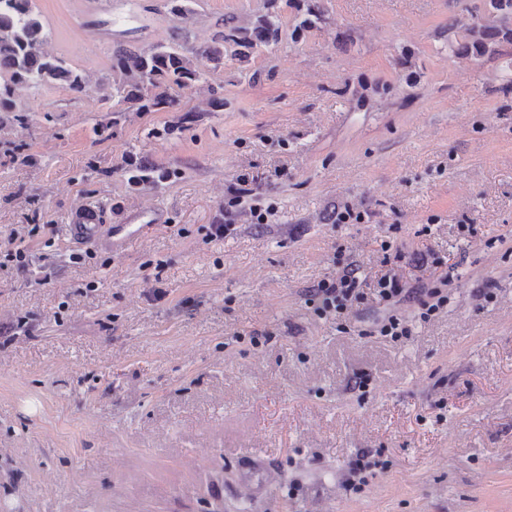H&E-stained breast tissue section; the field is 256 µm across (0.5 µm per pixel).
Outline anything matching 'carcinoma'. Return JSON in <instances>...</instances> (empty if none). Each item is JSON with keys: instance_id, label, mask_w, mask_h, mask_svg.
Masks as SVG:
<instances>
[{"instance_id": "cac0c4a2", "label": "carcinoma", "mask_w": 512, "mask_h": 512, "mask_svg": "<svg viewBox=\"0 0 512 512\" xmlns=\"http://www.w3.org/2000/svg\"><path fill=\"white\" fill-rule=\"evenodd\" d=\"M493 21L470 28L471 40L453 46L457 54L481 56L490 45L512 43V0H487ZM48 33L34 13L31 0H0V128L24 129L27 107L18 89L38 90L61 86L74 95L86 92V79L65 59L42 49ZM279 39V28L267 17L224 33L219 24L211 40L191 41L189 33L174 30L165 42L147 46L117 44L112 47V76L100 91L112 101L114 112H160L206 82L224 67V44L245 61L253 50ZM128 184L149 186L173 176L148 159L133 153L121 165Z\"/></svg>"}]
</instances>
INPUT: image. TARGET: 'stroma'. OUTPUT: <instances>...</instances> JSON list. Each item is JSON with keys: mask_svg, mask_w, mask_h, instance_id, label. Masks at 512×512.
Returning a JSON list of instances; mask_svg holds the SVG:
<instances>
[{"mask_svg": "<svg viewBox=\"0 0 512 512\" xmlns=\"http://www.w3.org/2000/svg\"><path fill=\"white\" fill-rule=\"evenodd\" d=\"M32 2L45 52L88 90H21L29 163L0 130V248L43 225L30 271L0 270V322L29 328L0 339V512H512V45L449 48L486 0H316L304 29L300 0H195L179 19L166 0ZM261 15L278 42L225 54L182 100L184 130L180 111L116 114L97 90L114 43L175 26L203 42L218 17ZM130 152L172 178L131 187ZM240 186L272 215L236 208L209 240ZM83 204L140 229L69 262ZM344 207L364 223H333ZM353 261L365 303L314 315L305 289ZM391 270L452 275L447 307L423 322L414 301L379 303ZM391 309L407 338L379 335ZM253 449L278 473L256 501Z\"/></svg>", "mask_w": 512, "mask_h": 512, "instance_id": "obj_1", "label": "stroma"}]
</instances>
